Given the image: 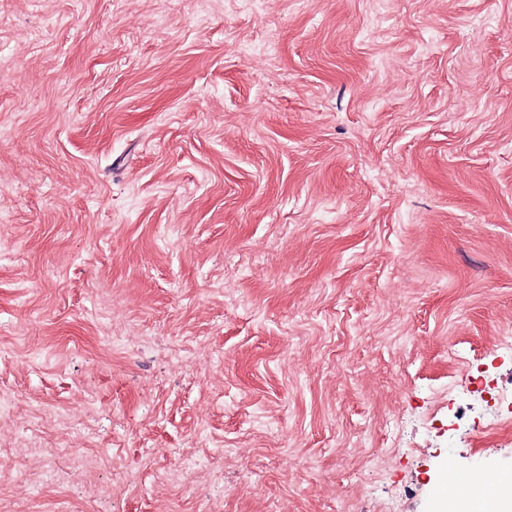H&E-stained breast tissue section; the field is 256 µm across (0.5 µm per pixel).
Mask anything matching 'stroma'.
<instances>
[{"label": "stroma", "mask_w": 512, "mask_h": 512, "mask_svg": "<svg viewBox=\"0 0 512 512\" xmlns=\"http://www.w3.org/2000/svg\"><path fill=\"white\" fill-rule=\"evenodd\" d=\"M509 343L512 0H0V389L63 460L102 409L119 512H198L188 450L224 512H431L512 471ZM98 416V410L86 406L84 410L69 411L64 413H54L49 415V419L55 426L66 435L81 436L84 431L83 423L80 421L88 418L95 419ZM212 466L213 464L207 458L196 453H187L182 456L179 466L168 474V480L192 489L212 487L213 491L205 499L203 512H223L224 492L220 487L223 473L221 478H218Z\"/></svg>", "instance_id": "35a3bbf8"}]
</instances>
